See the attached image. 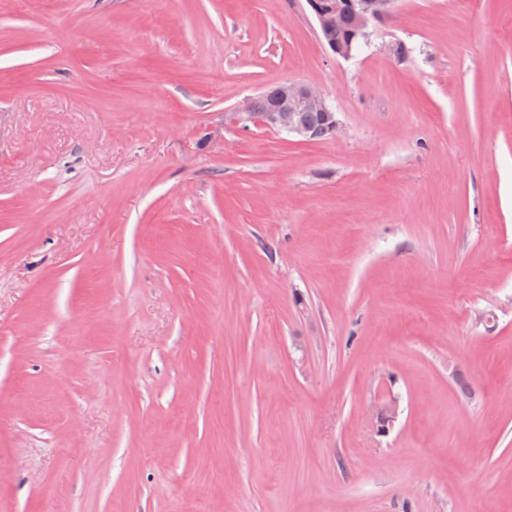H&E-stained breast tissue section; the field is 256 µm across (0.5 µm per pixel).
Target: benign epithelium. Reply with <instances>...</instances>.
I'll list each match as a JSON object with an SVG mask.
<instances>
[{"mask_svg":"<svg viewBox=\"0 0 512 512\" xmlns=\"http://www.w3.org/2000/svg\"><path fill=\"white\" fill-rule=\"evenodd\" d=\"M395 0H307L310 12L315 17L319 30L350 19L353 26V39L365 41L369 37L368 27L372 21H383L390 17ZM255 99L250 98L239 104L233 111L224 113V120L234 125L259 124L298 137L303 141H312L320 135L326 139L336 136L339 120L336 112L320 93L307 83L283 82L278 97L267 111L257 112ZM309 109L323 113L324 125L317 132L302 123L299 110ZM381 414L379 432L386 434L396 418V404L381 394Z\"/></svg>","mask_w":512,"mask_h":512,"instance_id":"obj_1","label":"benign epithelium"}]
</instances>
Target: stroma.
<instances>
[{"mask_svg":"<svg viewBox=\"0 0 512 512\" xmlns=\"http://www.w3.org/2000/svg\"><path fill=\"white\" fill-rule=\"evenodd\" d=\"M0 512H512V0H0ZM310 12L315 17L319 31L349 18L353 26V37L343 46H328L338 57H350L353 40L366 41L371 21H383L390 17L395 0H307ZM255 100L250 98L239 104L232 112H225V122L244 126L247 123L259 124L277 129L288 136L299 137L303 141H313L318 134L326 139L332 138L339 131V120L336 117V112L310 84L280 83L279 95L266 112H264V100L258 103L257 112L255 111ZM301 109L318 112H302L301 119L305 125L298 117V111ZM320 112H323L324 125L320 132H316L315 130H320L322 127Z\"/></svg>","mask_w":512,"mask_h":512,"instance_id":"35a3bbf8","label":"stroma"}]
</instances>
